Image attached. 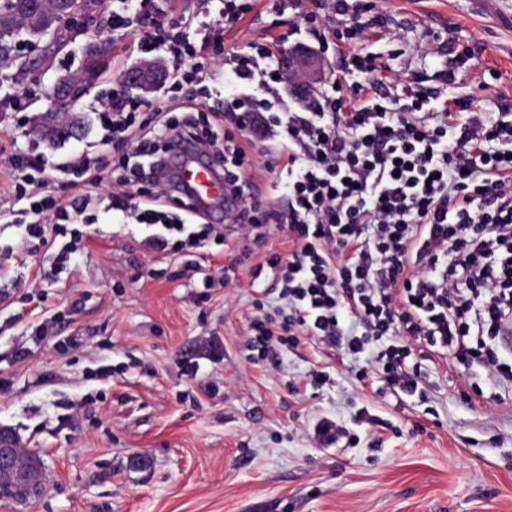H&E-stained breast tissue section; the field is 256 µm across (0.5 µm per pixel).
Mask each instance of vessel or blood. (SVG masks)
Wrapping results in <instances>:
<instances>
[{"instance_id": "obj_1", "label": "vessel or blood", "mask_w": 512, "mask_h": 512, "mask_svg": "<svg viewBox=\"0 0 512 512\" xmlns=\"http://www.w3.org/2000/svg\"><path fill=\"white\" fill-rule=\"evenodd\" d=\"M162 179L172 181L178 190L189 196L202 209H223L233 214L234 205L224 192V184L216 168L197 145L187 137L172 134Z\"/></svg>"}]
</instances>
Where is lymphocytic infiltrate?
Segmentation results:
<instances>
[{
	"instance_id": "obj_1",
	"label": "lymphocytic infiltrate",
	"mask_w": 512,
	"mask_h": 512,
	"mask_svg": "<svg viewBox=\"0 0 512 512\" xmlns=\"http://www.w3.org/2000/svg\"><path fill=\"white\" fill-rule=\"evenodd\" d=\"M359 2L312 0L303 13L319 50H339L341 74L297 112L280 90L298 82L299 71L284 69L281 48L256 43L229 55L224 80L233 93L223 110L207 114L199 106V94L210 91L205 66L225 54L224 35L250 12L251 0H223L218 23L203 22L199 34L150 22L141 53L166 43L178 60L166 99L134 98L117 83L97 106L104 139L129 145L133 164L110 182L91 171L70 205L52 194V171L36 165L41 219L27 233L45 240L50 209L64 217L95 199L149 228L153 250L206 251L221 233L199 223L194 205L170 211L163 181L153 192L133 191L140 180L156 179L177 130L223 166L237 231L262 244L278 230L292 245L252 271L256 280L271 275L287 305L278 318L250 322L248 349L267 371L281 369L282 346L309 335L341 344L356 359L374 351L385 387L408 397L424 393L420 374L406 367L418 348L512 391V353L499 343L502 325L512 322V118L502 112L483 120L458 100V119L444 120L409 84L396 95L372 93L364 80L375 59L355 43L386 17L376 11L351 28ZM324 11L339 28L320 24ZM140 112L150 113L149 128L136 126ZM272 129L279 145L267 166L288 202L284 215L245 177L256 142Z\"/></svg>"
}]
</instances>
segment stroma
I'll list each match as a JSON object with an SVG mask.
<instances>
[{
	"label": "stroma",
	"mask_w": 512,
	"mask_h": 512,
	"mask_svg": "<svg viewBox=\"0 0 512 512\" xmlns=\"http://www.w3.org/2000/svg\"><path fill=\"white\" fill-rule=\"evenodd\" d=\"M371 5L387 17L362 43L380 77L419 78L426 95L469 100L486 117L512 111V0ZM311 7L302 0L280 15L271 0H254L224 46L306 43L301 15ZM218 8L147 0L140 13L193 29ZM144 36L112 32L108 69L76 108L79 138L52 145L29 135L56 78L80 65L79 34L67 33L55 55L43 41L27 47L31 70L0 90V430L45 468L36 500H0V512H512V395L487 404L485 378L424 360L425 396L409 398L376 377L357 381L343 349L308 336L284 347L278 372L250 360L255 302L281 306L270 279L252 270L288 253L282 233L256 245L227 221L224 244L203 254L157 252L143 225L90 209L47 225L55 246L26 237L34 217L16 198L18 163L51 169L68 200L73 161L109 166L121 156L102 140L93 106L142 61ZM40 325L48 335L35 336ZM207 341L222 359L186 376L183 359ZM316 370L330 381L315 392L305 378ZM323 417L343 427L339 443L313 439Z\"/></svg>",
	"instance_id": "1"
}]
</instances>
